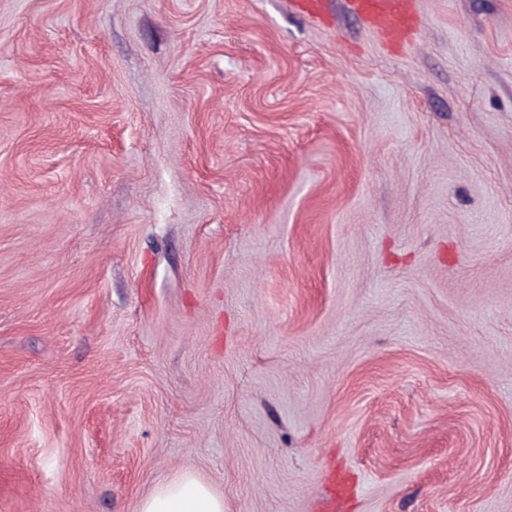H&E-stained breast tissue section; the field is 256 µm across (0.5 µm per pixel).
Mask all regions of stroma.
I'll use <instances>...</instances> for the list:
<instances>
[{
    "mask_svg": "<svg viewBox=\"0 0 512 512\" xmlns=\"http://www.w3.org/2000/svg\"><path fill=\"white\" fill-rule=\"evenodd\" d=\"M0 0V512H512V0ZM346 5L384 37L402 38L419 25L411 0H346ZM139 512H224V498L192 472L157 485L143 498Z\"/></svg>",
    "mask_w": 512,
    "mask_h": 512,
    "instance_id": "stroma-1",
    "label": "stroma"
}]
</instances>
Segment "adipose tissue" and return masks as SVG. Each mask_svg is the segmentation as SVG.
I'll use <instances>...</instances> for the list:
<instances>
[{
    "mask_svg": "<svg viewBox=\"0 0 512 512\" xmlns=\"http://www.w3.org/2000/svg\"><path fill=\"white\" fill-rule=\"evenodd\" d=\"M139 512H224V499L186 472L157 485L141 500Z\"/></svg>",
    "mask_w": 512,
    "mask_h": 512,
    "instance_id": "1",
    "label": "adipose tissue"
}]
</instances>
